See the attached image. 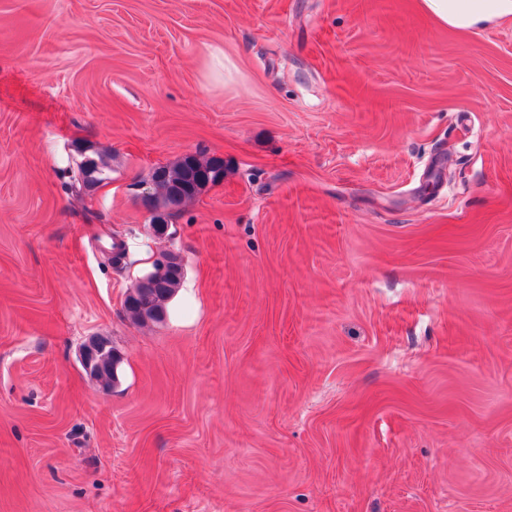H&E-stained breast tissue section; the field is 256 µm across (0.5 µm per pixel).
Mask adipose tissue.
I'll return each instance as SVG.
<instances>
[{"label":"adipose tissue","instance_id":"obj_1","mask_svg":"<svg viewBox=\"0 0 512 512\" xmlns=\"http://www.w3.org/2000/svg\"><path fill=\"white\" fill-rule=\"evenodd\" d=\"M424 14L460 32L512 22V0H420Z\"/></svg>","mask_w":512,"mask_h":512}]
</instances>
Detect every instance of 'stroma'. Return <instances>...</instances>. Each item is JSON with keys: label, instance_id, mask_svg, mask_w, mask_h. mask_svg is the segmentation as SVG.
<instances>
[{"label": "stroma", "instance_id": "35a3bbf8", "mask_svg": "<svg viewBox=\"0 0 512 512\" xmlns=\"http://www.w3.org/2000/svg\"><path fill=\"white\" fill-rule=\"evenodd\" d=\"M0 512H512V23L0 0ZM215 163L216 159L202 160L191 155L182 157L172 165L156 168V175L153 178L155 191L151 195L155 206L168 208L174 203V207H181L194 200L209 183L217 180L218 176L212 173ZM159 172L162 173V177H157ZM208 172L209 183L200 179ZM175 190L180 191V197L173 202L172 194ZM174 255L171 252L160 254L155 260V266L158 267L159 272L167 270L171 263V256ZM155 267V268H156ZM154 276V280H149V296L148 304L150 309L156 314L151 319L155 322H159L163 319L164 312L166 311V302L173 296L181 281V273L170 272L167 270L165 273H151ZM107 342L97 339L86 343L82 348L81 363L85 371L97 381L106 378L112 371V382L101 383L103 386L111 387L117 380L116 372L113 370L114 354L111 349L107 348ZM111 354L112 361L108 360V354Z\"/></svg>", "mask_w": 512, "mask_h": 512}]
</instances>
